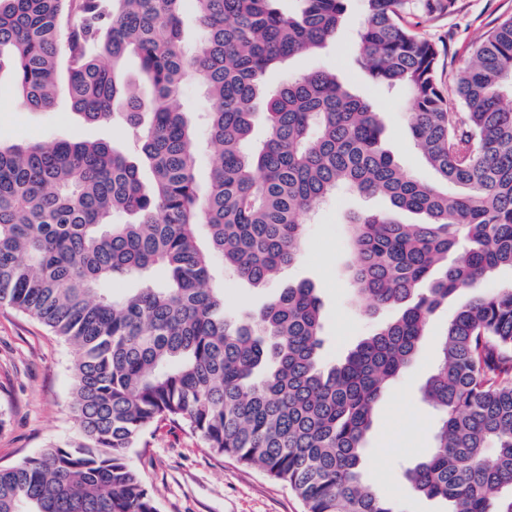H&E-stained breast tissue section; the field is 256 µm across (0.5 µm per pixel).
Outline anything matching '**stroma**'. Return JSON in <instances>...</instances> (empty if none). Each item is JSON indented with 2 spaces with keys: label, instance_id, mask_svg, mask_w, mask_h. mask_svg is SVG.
<instances>
[{
  "label": "stroma",
  "instance_id": "1",
  "mask_svg": "<svg viewBox=\"0 0 512 512\" xmlns=\"http://www.w3.org/2000/svg\"><path fill=\"white\" fill-rule=\"evenodd\" d=\"M512 15V0H455L448 13H417L418 33L440 48L438 77L449 89L448 106L461 111L453 96L454 77L497 22ZM364 19L360 0H349L341 27L315 53L290 57L267 80L276 85L291 76L317 70L336 74L354 93L378 111L383 145L399 166L424 182L436 179L410 131L405 95L388 92L358 61L356 33ZM102 129L80 122L66 93H58L49 111H32L17 98L9 79L0 80V140L7 143L94 139ZM380 196L347 190L330 195L307 218L299 261L278 279L256 288L216 269L229 313L259 310L281 288L310 282L322 303L324 363L333 364L358 341L370 335L377 318L352 294L345 276L350 260L345 228L352 214L389 210ZM456 310L442 306L430 319L417 357L390 383L374 409V423L364 458V474L382 493L399 500L402 512H445L442 501L410 492L404 468L427 458L434 447L439 418L422 400V387L439 358V342ZM71 348L43 325L18 311L0 306V465L34 456L51 443L73 436L77 423L70 411ZM131 463L153 487L158 512H302L300 501L258 468L212 455L203 441L174 426L148 436L147 444L130 452Z\"/></svg>",
  "mask_w": 512,
  "mask_h": 512
}]
</instances>
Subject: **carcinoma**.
<instances>
[{"mask_svg":"<svg viewBox=\"0 0 512 512\" xmlns=\"http://www.w3.org/2000/svg\"><path fill=\"white\" fill-rule=\"evenodd\" d=\"M185 2L0 0V72L26 107L50 108L63 78L83 122L121 123L135 147L108 136L0 143V305L71 347L79 429L0 467V512H157L129 453L163 424L260 467L304 512H400L363 472L374 407L452 300L423 388L439 415L435 445L404 479L448 512H512V283L484 288L512 270V16L458 71L465 111L450 112L439 48L406 21L413 0H362L359 59L407 96L412 135L437 173L428 184L382 149L378 113L336 75L267 81L332 39L347 0H298L294 12L282 0H195L203 36L193 48L181 36ZM131 54L147 98L122 80ZM190 80L209 100L216 160L204 187L180 104ZM259 121L266 137L255 145ZM340 187L390 203L350 218L349 283L367 312L394 315L325 366L309 283L229 317L213 269L265 286L298 260L303 217ZM400 211L423 220L402 224ZM117 212L135 220L114 224ZM114 279L138 287L116 296Z\"/></svg>","mask_w":512,"mask_h":512,"instance_id":"cac0c4a2","label":"carcinoma"}]
</instances>
